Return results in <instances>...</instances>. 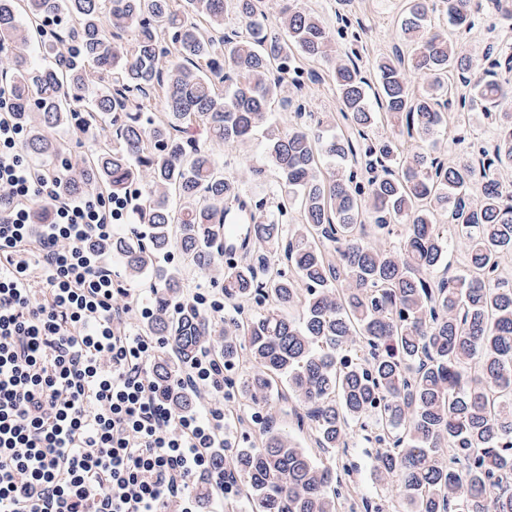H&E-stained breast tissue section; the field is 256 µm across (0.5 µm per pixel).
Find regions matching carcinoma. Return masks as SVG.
<instances>
[{"label":"carcinoma","instance_id":"1","mask_svg":"<svg viewBox=\"0 0 512 512\" xmlns=\"http://www.w3.org/2000/svg\"><path fill=\"white\" fill-rule=\"evenodd\" d=\"M229 1L253 39L220 35ZM102 2L0 0V40L10 45L4 70L30 131L24 149L34 157L62 151L46 132L69 124L70 101L86 98L85 64L102 80L120 76L121 90L91 98L85 123L124 113L122 146L81 159L65 190L121 194L147 176L146 203L136 208L145 243L116 238L112 253L126 279L153 277L159 313L146 330L171 339L154 366L158 379L204 347L224 359L225 396L249 414L238 422L243 443L228 434L231 452L215 465L233 473L252 512H337V475L276 426L281 414L307 428L318 449L337 453L355 435L376 446L373 477L398 487L407 512H512V288L502 277L512 252V194L496 178L512 161V113H484L500 135L464 163L446 165L422 146L448 120L470 117L465 99L453 115L441 111L454 98L449 77L473 82L474 102L493 107L500 98L498 80L467 77L470 59L454 40L471 28L475 0H412L400 35L419 34L420 44L409 57L397 51L377 63L374 88L356 63L336 66L344 131L331 136L302 122L304 111L289 129L271 121L275 90L285 80L301 86L296 56L328 57L330 33L313 15L290 5L284 34L272 35L264 0H110L106 10ZM438 8L452 32L429 28L428 11ZM63 9L78 21L71 37L80 61L36 67L32 32ZM165 29L172 49L164 72ZM337 35L353 44L364 29L345 20ZM202 58L207 74L197 65ZM226 67L239 80L221 97L215 81ZM413 71L432 78L427 89H415ZM158 85L167 119L145 126L136 112ZM383 114L398 133L374 140L369 131ZM194 124L242 149L263 133V157L246 155L244 163L288 184L277 212L296 205L302 223L281 224L258 201L243 227L249 249L224 257V213L235 209L237 192L207 149L186 151ZM368 225L397 245L371 247ZM452 243L462 246L463 275H447ZM174 244L200 272L225 261L224 297L236 315L220 324L185 299L181 276L156 264ZM171 297L182 300L177 312L166 310ZM251 304L262 311L245 315Z\"/></svg>","mask_w":512,"mask_h":512}]
</instances>
